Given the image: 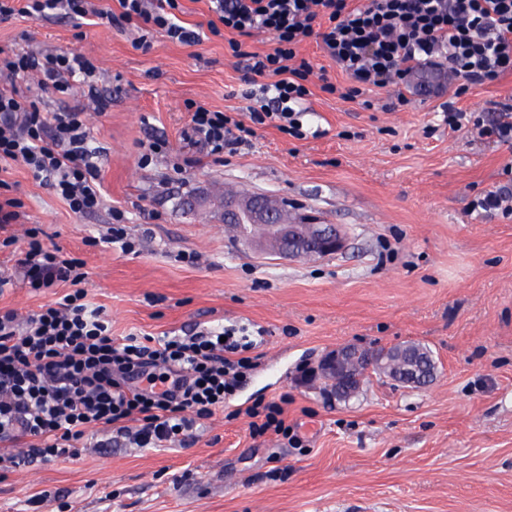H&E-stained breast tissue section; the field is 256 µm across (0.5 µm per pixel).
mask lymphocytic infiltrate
I'll return each mask as SVG.
<instances>
[{
    "instance_id": "f902f5d3",
    "label": "lymphocytic infiltrate",
    "mask_w": 512,
    "mask_h": 512,
    "mask_svg": "<svg viewBox=\"0 0 512 512\" xmlns=\"http://www.w3.org/2000/svg\"><path fill=\"white\" fill-rule=\"evenodd\" d=\"M206 29L182 25L181 0H118L119 13L93 0H0V17L48 19L58 13L92 16L120 27L163 32L197 46L228 33L232 57L241 59L246 82L262 78L255 107L245 117L187 102L190 125L208 155L248 144L255 126L271 124L304 138V103L310 84L356 102L374 88H393L392 107L407 105L404 86L423 67L454 83V98L440 105L450 131L512 142V96L491 102V119L454 105L472 84H496L512 75V0H208ZM268 35L270 50L251 52L245 41ZM315 40L346 84L329 80L300 48ZM97 71L77 52L18 54L0 48V163L26 167L37 181L83 216L103 203L101 153L91 147L89 113L77 106L45 112L20 94L17 83L75 91L76 77ZM0 246L14 248L25 287L38 291L65 282L69 291L53 305L19 317L0 311V471L34 460L71 458L99 432L140 448L194 441L199 421L232 397L255 366L258 339L246 327L195 324L184 335L113 336L102 307L88 298L85 272L57 246H46L38 228L13 233L18 199L2 196Z\"/></svg>"
}]
</instances>
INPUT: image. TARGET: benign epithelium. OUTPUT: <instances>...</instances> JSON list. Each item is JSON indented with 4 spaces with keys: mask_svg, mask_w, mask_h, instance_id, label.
Here are the masks:
<instances>
[{
    "mask_svg": "<svg viewBox=\"0 0 512 512\" xmlns=\"http://www.w3.org/2000/svg\"><path fill=\"white\" fill-rule=\"evenodd\" d=\"M267 229L262 236L238 237V242L252 251H271L285 259H315L342 253L347 237L336 224H320L316 216L288 217L278 199L261 194L229 192L224 194V227L241 229L244 223ZM406 345L400 343L378 353L358 344H346L327 352L317 372L336 378V396L348 398L352 392L345 385V376L361 365L380 374L392 375L394 357L402 356ZM422 366L410 362L403 368L402 385L423 381Z\"/></svg>",
    "mask_w": 512,
    "mask_h": 512,
    "instance_id": "7a95c632",
    "label": "benign epithelium"
}]
</instances>
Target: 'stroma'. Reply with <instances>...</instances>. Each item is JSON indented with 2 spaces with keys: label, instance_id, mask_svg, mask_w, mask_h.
I'll list each match as a JSON object with an SVG mask.
<instances>
[{
  "label": "stroma",
  "instance_id": "obj_1",
  "mask_svg": "<svg viewBox=\"0 0 512 512\" xmlns=\"http://www.w3.org/2000/svg\"><path fill=\"white\" fill-rule=\"evenodd\" d=\"M70 18L0 20V47L74 49L100 71L98 102L20 84L42 110L85 104L103 152L104 209L78 216L22 166L0 165L22 222L84 264L89 299L112 333L162 335L196 323L265 329L251 378L188 447L88 445L0 476V512H512V221L471 211L502 181L512 144L457 132L425 137L453 88L431 75L410 105L374 110L314 90L310 137L267 126L251 146L215 158L189 126L187 102L248 111L223 37L199 46ZM167 153L138 163L156 139ZM267 194L291 214L340 225L346 250L288 261L242 248L216 211L184 212L190 192ZM139 241L105 240L110 209ZM395 258L379 263L387 243ZM60 288L0 292L19 316ZM430 347L436 379L409 388L372 373L343 402L316 376L327 351L358 343ZM287 400V437L254 436L247 409Z\"/></svg>",
  "mask_w": 512,
  "mask_h": 512
}]
</instances>
